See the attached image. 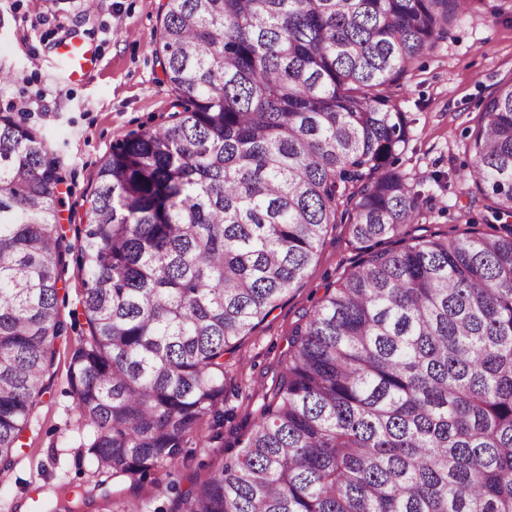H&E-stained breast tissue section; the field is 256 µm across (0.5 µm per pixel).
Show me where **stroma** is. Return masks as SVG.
Returning <instances> with one entry per match:
<instances>
[{"mask_svg":"<svg viewBox=\"0 0 512 512\" xmlns=\"http://www.w3.org/2000/svg\"><path fill=\"white\" fill-rule=\"evenodd\" d=\"M161 0H0V68L14 81L0 84V112L24 111L42 132L63 166L59 222L73 246L82 243L90 194L98 168L113 144L133 131L161 124L174 97L156 62L155 40ZM96 51L97 64L80 82L67 79L55 45L63 34ZM512 82V0H476L472 11L448 29L437 46L418 58L387 94L408 120V139L397 167L416 184L424 206L411 236L494 234L500 228L488 202L469 177V135L485 101ZM358 250L349 225L330 229L308 268L304 283L248 336L229 359L224 436L216 439L200 423L194 446L180 467L181 483L205 478L224 460L226 446L254 425L261 394L278 380L288 336L311 311L326 283L337 281ZM66 300L59 306L68 327L56 344L52 387L34 405L10 470L0 473V512H39L71 506L75 512H171L173 492L153 480L97 486L83 454L90 429L84 426L68 382L73 351L85 334L81 281L68 266Z\"/></svg>","mask_w":512,"mask_h":512,"instance_id":"obj_1","label":"stroma"}]
</instances>
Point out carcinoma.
<instances>
[{"mask_svg":"<svg viewBox=\"0 0 512 512\" xmlns=\"http://www.w3.org/2000/svg\"><path fill=\"white\" fill-rule=\"evenodd\" d=\"M471 0H166L167 121L112 146L77 257L87 335L69 383L98 476L173 512H512V224L409 237L385 89ZM470 177L512 218V84L484 104ZM60 162L0 113V471L67 328ZM361 255L288 337L240 451L182 490L198 424L224 427V356L304 279L329 227Z\"/></svg>","mask_w":512,"mask_h":512,"instance_id":"cac0c4a2","label":"carcinoma"}]
</instances>
